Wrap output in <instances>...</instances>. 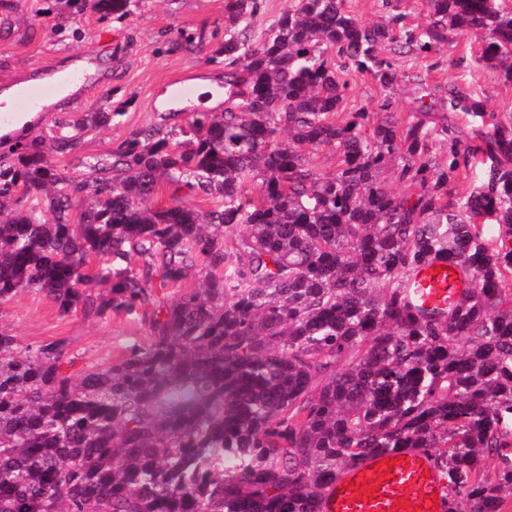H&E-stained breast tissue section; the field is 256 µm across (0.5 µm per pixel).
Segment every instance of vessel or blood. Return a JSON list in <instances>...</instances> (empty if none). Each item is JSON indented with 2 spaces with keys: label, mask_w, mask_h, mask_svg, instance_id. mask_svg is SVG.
Here are the masks:
<instances>
[{
  "label": "vessel or blood",
  "mask_w": 512,
  "mask_h": 512,
  "mask_svg": "<svg viewBox=\"0 0 512 512\" xmlns=\"http://www.w3.org/2000/svg\"><path fill=\"white\" fill-rule=\"evenodd\" d=\"M87 65L77 63L61 69L46 66L41 76L19 93L28 107H38L59 96L68 87L85 84ZM416 299L428 312L447 309L469 289L470 280L459 265L444 261L439 271L420 267L415 276ZM375 496H368V489ZM321 512H447L444 484L429 454L410 450L401 461L391 454L372 455L344 470L324 491Z\"/></svg>",
  "instance_id": "vessel-or-blood-1"
}]
</instances>
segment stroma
I'll return each instance as SVG.
<instances>
[{
    "label": "stroma",
    "mask_w": 512,
    "mask_h": 512,
    "mask_svg": "<svg viewBox=\"0 0 512 512\" xmlns=\"http://www.w3.org/2000/svg\"><path fill=\"white\" fill-rule=\"evenodd\" d=\"M345 7L367 23H382L398 14L412 27L427 23L424 0H391L387 7L381 0H346ZM55 12L56 0H0V88L50 64L64 68L78 56L93 59L96 84L75 91L74 106L47 101L38 131L47 136L59 122L100 108L113 113L112 122L81 133L74 147L52 151L57 164L72 174L86 173L90 162L110 159L131 132L157 125L152 101L166 84L186 74L224 81V0H143L139 10L122 20H102L88 11L79 22L77 37L57 32ZM177 39L182 46L175 50L171 43ZM477 45L475 38L452 32L439 52L392 55L399 80L389 89L368 75L344 72L348 89L339 120L363 108L379 112L385 103L405 118L414 110L418 88L443 96L453 84L476 93L486 111L502 119L511 116L512 83L474 62ZM0 327L34 351L54 341L65 342V356L78 372L119 361L127 346L148 336V325L140 317L115 314L92 319L79 312L60 316L53 301L34 289L0 301Z\"/></svg>",
    "instance_id": "stroma-1"
}]
</instances>
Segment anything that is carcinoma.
Wrapping results in <instances>:
<instances>
[{
    "instance_id": "obj_1",
    "label": "carcinoma",
    "mask_w": 512,
    "mask_h": 512,
    "mask_svg": "<svg viewBox=\"0 0 512 512\" xmlns=\"http://www.w3.org/2000/svg\"><path fill=\"white\" fill-rule=\"evenodd\" d=\"M56 29L90 9L124 19L138 0H57ZM421 28L365 23L344 0H298L255 41L259 0H224V111L177 112L74 176L45 139L0 140V300L24 289L59 313L152 309L150 336L80 377L65 346L33 352L0 330V512H320L323 492L376 452L431 455L466 512L512 498V118L465 89L416 120L360 110L335 120L353 66L381 87L390 53L448 32L512 83L507 0H426ZM477 126L431 127L435 105ZM50 136L66 148L86 129ZM448 143L438 162L432 148ZM336 168L318 173L310 152ZM481 183L455 201L459 169ZM112 171V176L104 172ZM393 173L406 190L394 191ZM219 200L156 207L160 185ZM258 187L251 196L245 186ZM83 206L73 222L71 198ZM247 227V234L237 229ZM104 258L102 293L83 288ZM447 259L472 288L448 314L413 311L416 269ZM205 284L169 300L193 270ZM159 284H154V281ZM493 455L490 477L481 457Z\"/></svg>"
}]
</instances>
